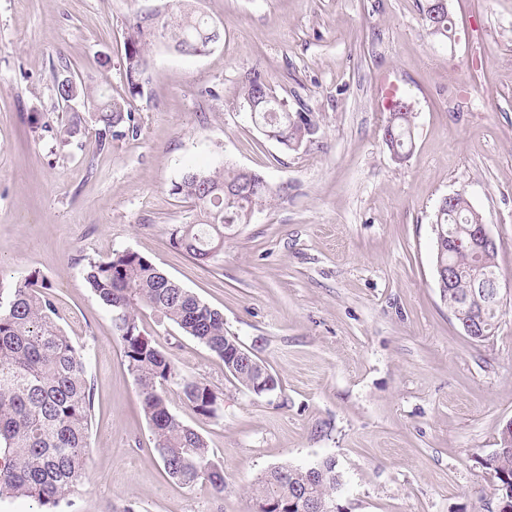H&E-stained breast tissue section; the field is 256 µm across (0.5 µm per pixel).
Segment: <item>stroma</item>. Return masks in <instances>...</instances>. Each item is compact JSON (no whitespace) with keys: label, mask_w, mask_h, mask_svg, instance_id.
<instances>
[{"label":"stroma","mask_w":512,"mask_h":512,"mask_svg":"<svg viewBox=\"0 0 512 512\" xmlns=\"http://www.w3.org/2000/svg\"><path fill=\"white\" fill-rule=\"evenodd\" d=\"M221 30L207 53L156 43L143 95L123 69L130 20L168 0H0V289L46 278L93 392L87 477L67 512H252L270 469L335 458L344 512H495L481 460L512 421V0H448L450 38L422 0H195ZM127 97L137 136L98 149L75 136L54 75ZM261 74L320 123L284 149L240 97ZM407 100L413 146L383 141L386 95ZM262 173L271 202L199 263L170 241L192 223L171 186L190 169ZM463 192L497 243L504 295L477 342L441 301L436 209ZM132 250L224 315L279 379L258 396L206 347L153 312L145 335L218 397L205 418L170 386V411L201 433L224 494L183 487L154 453L112 321L85 282L89 260ZM423 15L424 20L430 30V34L433 36H439L444 38H450V33L453 29L451 20H448L450 16L449 11L447 14L437 15L436 17L431 16L430 6L433 4V0H424Z\"/></svg>","instance_id":"35a3bbf8"}]
</instances>
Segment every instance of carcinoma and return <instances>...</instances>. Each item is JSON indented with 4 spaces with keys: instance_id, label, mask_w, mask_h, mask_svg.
I'll return each instance as SVG.
<instances>
[{
    "instance_id": "obj_1",
    "label": "carcinoma",
    "mask_w": 512,
    "mask_h": 512,
    "mask_svg": "<svg viewBox=\"0 0 512 512\" xmlns=\"http://www.w3.org/2000/svg\"><path fill=\"white\" fill-rule=\"evenodd\" d=\"M186 2L172 0L156 19L138 16L127 26L124 67L129 95L144 92L156 40L176 38L202 51L209 47L207 35L213 24L205 15L187 9ZM432 4L433 0H424L430 34L448 39L452 21L445 13L431 16ZM66 73L65 69L55 76L56 97L67 102L73 96L94 114L100 148L115 138L138 133L125 99L79 78L73 85L66 84ZM241 97L255 127L275 133L279 144L288 149L313 143L320 131L314 117L291 111L288 100L273 95L258 73L247 79ZM386 126L393 130L389 150L407 157L413 144V113L394 110ZM171 193L193 203L197 211L194 223L172 230V243L205 263L224 247L225 231L248 223L272 199L273 190L261 174L256 172L247 180L239 168L227 166L187 171L172 184ZM479 221L468 200L460 196L451 208L438 207L435 223L442 225L445 235L463 238ZM443 260L463 273L477 262L465 248L445 252ZM85 279L111 314L165 473L179 485L205 483L218 494L224 492L223 470L211 461L206 439L170 411L166 386L179 385L185 400L205 418L217 416V396L206 385L180 376L172 358L141 327L145 311L158 313L183 335L229 362L232 356H224V315L135 251L88 262ZM47 288L35 274L16 282L7 298L0 297V500L30 498L41 507L40 512H58L62 505L71 504L87 475L93 392L83 354L60 327ZM468 288L464 275L445 294L442 301L450 312L456 311L459 296ZM491 462L486 469L498 480L499 512H507L506 507L512 508V443L499 439ZM342 482L333 458L305 469L285 464L266 473L252 489V499L256 504L276 502L281 512L308 508L338 512L336 494Z\"/></svg>"
}]
</instances>
